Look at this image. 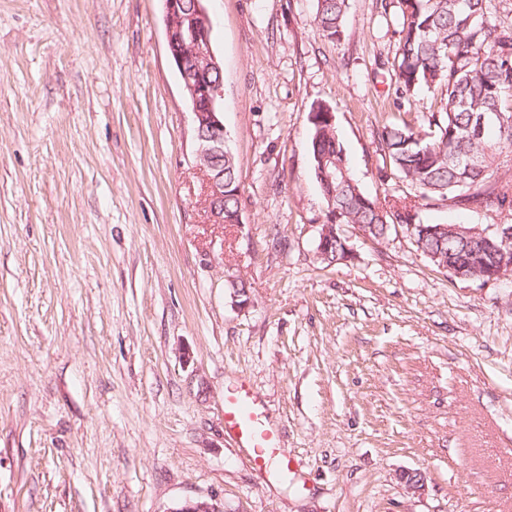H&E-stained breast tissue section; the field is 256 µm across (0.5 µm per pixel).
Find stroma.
I'll return each mask as SVG.
<instances>
[{"instance_id": "obj_1", "label": "stroma", "mask_w": 512, "mask_h": 512, "mask_svg": "<svg viewBox=\"0 0 512 512\" xmlns=\"http://www.w3.org/2000/svg\"><path fill=\"white\" fill-rule=\"evenodd\" d=\"M348 4L336 43L314 0H206L230 227L208 220L163 0H0V512H512V275L452 277L401 231L316 257L313 104L382 199L410 191L383 126L433 103L391 78L396 0ZM243 381L298 478L226 432Z\"/></svg>"}]
</instances>
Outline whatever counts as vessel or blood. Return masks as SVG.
I'll return each instance as SVG.
<instances>
[{"instance_id": "1", "label": "vessel or blood", "mask_w": 512, "mask_h": 512, "mask_svg": "<svg viewBox=\"0 0 512 512\" xmlns=\"http://www.w3.org/2000/svg\"><path fill=\"white\" fill-rule=\"evenodd\" d=\"M224 426L238 447L247 449L258 468L287 472L290 459L281 453L276 431L269 426L259 399L247 385H240L224 402Z\"/></svg>"}]
</instances>
